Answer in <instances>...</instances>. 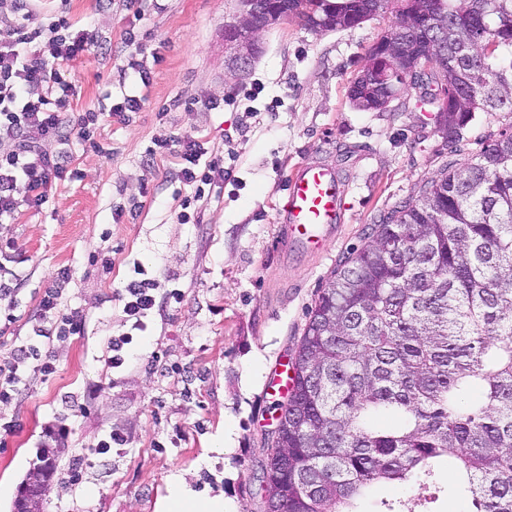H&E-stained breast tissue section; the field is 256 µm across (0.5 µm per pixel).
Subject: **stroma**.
Wrapping results in <instances>:
<instances>
[{
    "mask_svg": "<svg viewBox=\"0 0 512 512\" xmlns=\"http://www.w3.org/2000/svg\"><path fill=\"white\" fill-rule=\"evenodd\" d=\"M78 25L95 29L100 45L70 65L75 112H101L95 147L49 141L67 150L77 180L54 185L37 210H22L0 235L12 247L0 265L19 284L8 333L27 336L52 276L62 282L66 309L88 317L84 335L53 341L57 370L32 383L19 413L23 428L0 446V512H12L18 488L38 456L46 424L70 429L55 449L56 470L44 512H166L173 476L203 496H220L237 512H260L258 466L268 454L274 405L283 401L274 373L290 361L308 320L340 261L366 246L384 214L415 196L448 162L474 159L483 143L512 125V114L478 112L449 140L432 106L409 90L383 111H364L348 86L369 47L396 20L385 10L361 25L317 33L284 21L260 33L261 52L246 74L230 73L224 25L235 0H68ZM134 29L152 55V79L142 86L124 72L122 37ZM264 90L247 112L224 105L239 87ZM142 95L128 121L110 117L111 104ZM213 109H205V102ZM186 136L234 153L222 190L178 214L194 189L182 183L180 162L150 158L153 142ZM317 161L346 180L343 223L319 250L276 248L288 177ZM147 196H140V188ZM124 206L115 217L116 206ZM109 256L111 267L93 265ZM144 273L160 291L180 289L181 302L153 311L132 333L118 299ZM133 334L130 363L110 367L108 342ZM128 447L105 464L86 463L74 486L67 469L79 449L107 432ZM232 438L230 454L216 446Z\"/></svg>",
    "mask_w": 512,
    "mask_h": 512,
    "instance_id": "1",
    "label": "stroma"
}]
</instances>
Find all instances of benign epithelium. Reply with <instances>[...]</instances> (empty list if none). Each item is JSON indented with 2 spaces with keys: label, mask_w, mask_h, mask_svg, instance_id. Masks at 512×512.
Here are the masks:
<instances>
[{
  "label": "benign epithelium",
  "mask_w": 512,
  "mask_h": 512,
  "mask_svg": "<svg viewBox=\"0 0 512 512\" xmlns=\"http://www.w3.org/2000/svg\"><path fill=\"white\" fill-rule=\"evenodd\" d=\"M275 0H239L234 19L224 25V38L234 49L230 58L231 68L237 72L244 71L257 56L259 43L257 34L267 28L258 20L261 11L268 13V24L276 23L281 15L275 11ZM365 71L380 79L394 77L413 85L415 75L422 73L419 67L402 68L383 54L367 57ZM52 489V483L43 478L40 472H31L25 479L18 496V506L14 512H42L41 506Z\"/></svg>",
  "instance_id": "benign-epithelium-1"
}]
</instances>
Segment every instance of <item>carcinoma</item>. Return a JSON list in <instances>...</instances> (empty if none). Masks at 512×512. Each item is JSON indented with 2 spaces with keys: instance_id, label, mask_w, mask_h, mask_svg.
Returning <instances> with one entry per match:
<instances>
[{
  "instance_id": "carcinoma-1",
  "label": "carcinoma",
  "mask_w": 512,
  "mask_h": 512,
  "mask_svg": "<svg viewBox=\"0 0 512 512\" xmlns=\"http://www.w3.org/2000/svg\"><path fill=\"white\" fill-rule=\"evenodd\" d=\"M281 0V14L360 25L387 0ZM412 0L422 29L396 10L395 45L421 98L465 126L476 112L512 113V0ZM447 81L455 106L427 92ZM362 110L374 95L349 90ZM293 360L282 428L261 465L263 512H362L381 485L435 502L433 463L451 456L448 482L473 512H512V131L384 216L375 240L345 257L308 312Z\"/></svg>"
}]
</instances>
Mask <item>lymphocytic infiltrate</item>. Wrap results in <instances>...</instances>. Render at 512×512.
<instances>
[{
	"label": "lymphocytic infiltrate",
	"instance_id": "obj_1",
	"mask_svg": "<svg viewBox=\"0 0 512 512\" xmlns=\"http://www.w3.org/2000/svg\"><path fill=\"white\" fill-rule=\"evenodd\" d=\"M12 20L0 25V223L21 209L39 208L52 184L78 178L63 153H47L43 145L72 139L90 141L100 120L98 112L75 113L76 87L70 79L71 61L89 51L98 35L77 28L67 7L40 22L30 0H12ZM50 53H42L40 43ZM182 182L196 195L224 181L223 157H209L203 142L187 137L176 152ZM180 289L158 293L147 278L126 283L120 300L127 317L141 320L161 302H178ZM33 337L7 338L6 354L0 356V406L18 403L34 379H47L56 371L55 358L43 345L57 339L83 335L87 317L64 311L60 289L42 293L34 316Z\"/></svg>",
	"mask_w": 512,
	"mask_h": 512
}]
</instances>
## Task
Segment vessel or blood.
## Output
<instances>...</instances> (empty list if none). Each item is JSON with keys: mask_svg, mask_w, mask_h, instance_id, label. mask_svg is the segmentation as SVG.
I'll use <instances>...</instances> for the list:
<instances>
[{"mask_svg": "<svg viewBox=\"0 0 512 512\" xmlns=\"http://www.w3.org/2000/svg\"><path fill=\"white\" fill-rule=\"evenodd\" d=\"M344 182L338 170L317 163L297 167L290 175L281 209L278 245L283 252L301 244L326 245L343 214Z\"/></svg>", "mask_w": 512, "mask_h": 512, "instance_id": "1", "label": "vessel or blood"}]
</instances>
